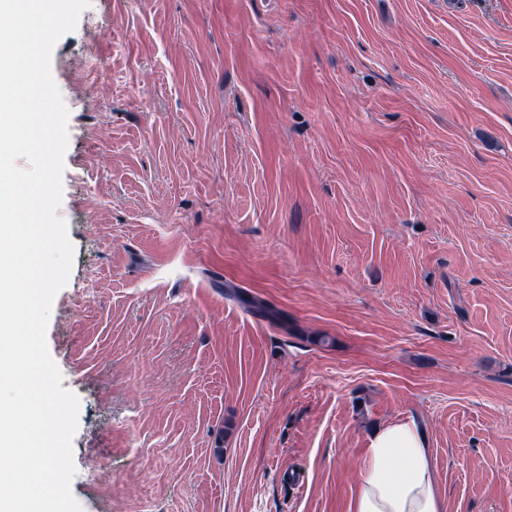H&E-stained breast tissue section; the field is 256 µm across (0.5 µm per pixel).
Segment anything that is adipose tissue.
Listing matches in <instances>:
<instances>
[{"label": "adipose tissue", "instance_id": "obj_1", "mask_svg": "<svg viewBox=\"0 0 512 512\" xmlns=\"http://www.w3.org/2000/svg\"><path fill=\"white\" fill-rule=\"evenodd\" d=\"M352 512H446L415 422L388 424L371 437Z\"/></svg>", "mask_w": 512, "mask_h": 512}]
</instances>
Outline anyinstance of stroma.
<instances>
[{
	"instance_id": "1",
	"label": "stroma",
	"mask_w": 512,
	"mask_h": 512,
	"mask_svg": "<svg viewBox=\"0 0 512 512\" xmlns=\"http://www.w3.org/2000/svg\"><path fill=\"white\" fill-rule=\"evenodd\" d=\"M51 71L83 512H351L400 420L512 512V0H90Z\"/></svg>"
}]
</instances>
